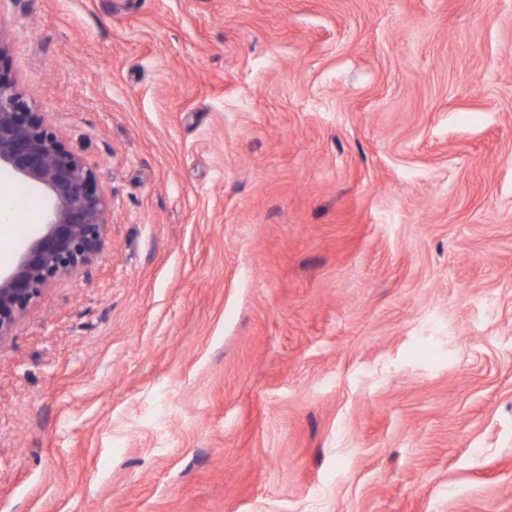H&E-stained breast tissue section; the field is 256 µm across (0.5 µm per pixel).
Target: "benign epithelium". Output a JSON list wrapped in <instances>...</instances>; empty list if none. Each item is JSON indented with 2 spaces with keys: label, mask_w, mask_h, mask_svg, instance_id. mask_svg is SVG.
<instances>
[{
  "label": "benign epithelium",
  "mask_w": 512,
  "mask_h": 512,
  "mask_svg": "<svg viewBox=\"0 0 512 512\" xmlns=\"http://www.w3.org/2000/svg\"><path fill=\"white\" fill-rule=\"evenodd\" d=\"M8 56L0 33V170L37 192L44 206L35 233L21 239L10 267L0 270V344L47 288L94 264L112 223L97 173L34 110Z\"/></svg>",
  "instance_id": "benign-epithelium-1"
}]
</instances>
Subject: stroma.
<instances>
[{
    "label": "stroma",
    "instance_id": "35a3bbf8",
    "mask_svg": "<svg viewBox=\"0 0 512 512\" xmlns=\"http://www.w3.org/2000/svg\"><path fill=\"white\" fill-rule=\"evenodd\" d=\"M114 205L0 344V512H512V0H0Z\"/></svg>",
    "mask_w": 512,
    "mask_h": 512
}]
</instances>
